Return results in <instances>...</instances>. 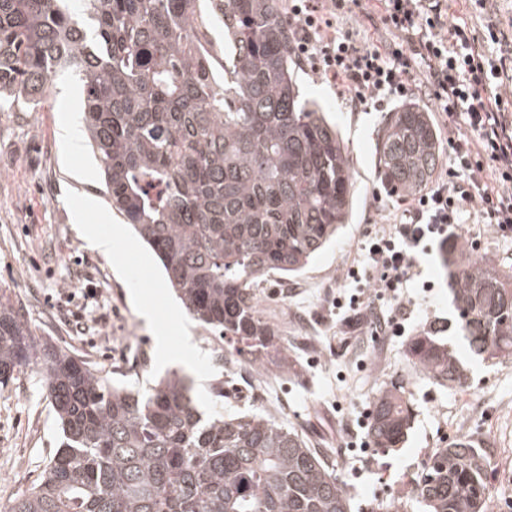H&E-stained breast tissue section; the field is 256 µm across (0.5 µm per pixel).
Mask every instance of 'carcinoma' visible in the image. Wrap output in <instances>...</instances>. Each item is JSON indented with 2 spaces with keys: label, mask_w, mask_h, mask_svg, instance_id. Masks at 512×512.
I'll return each instance as SVG.
<instances>
[{
  "label": "carcinoma",
  "mask_w": 512,
  "mask_h": 512,
  "mask_svg": "<svg viewBox=\"0 0 512 512\" xmlns=\"http://www.w3.org/2000/svg\"><path fill=\"white\" fill-rule=\"evenodd\" d=\"M224 25V80L200 27L199 0H0V111L46 100L70 69L85 94V131L111 204L156 253L188 313L255 365L288 370L254 288L295 275L348 223L354 183L346 147L302 97L281 0H210ZM425 110L389 113L379 174L403 198L439 164ZM454 335L432 322L404 345L436 384L462 387L455 343L490 365L512 360V268L477 259L463 240L443 252ZM29 367L62 433L43 479L7 512H351L336 474L295 429L261 414L200 411L185 377L151 390L102 372L34 335L0 295V385ZM405 392L373 402L369 437L405 442ZM427 512H489L488 459L467 440L438 448L414 479Z\"/></svg>",
  "instance_id": "cac0c4a2"
}]
</instances>
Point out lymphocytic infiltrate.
Returning a JSON list of instances; mask_svg holds the SVG:
<instances>
[{
	"label": "lymphocytic infiltrate",
	"instance_id": "lymphocytic-infiltrate-1",
	"mask_svg": "<svg viewBox=\"0 0 512 512\" xmlns=\"http://www.w3.org/2000/svg\"><path fill=\"white\" fill-rule=\"evenodd\" d=\"M448 9V0H288L294 55L353 108L423 99L441 118L445 174L361 247L378 273L373 288L395 305L370 320L378 336L401 331L403 288L430 242L447 243L471 218L512 234V45L499 18L480 31ZM352 15L358 28L346 24Z\"/></svg>",
	"mask_w": 512,
	"mask_h": 512
}]
</instances>
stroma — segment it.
Listing matches in <instances>:
<instances>
[{"label":"stroma","instance_id":"stroma-1","mask_svg":"<svg viewBox=\"0 0 512 512\" xmlns=\"http://www.w3.org/2000/svg\"><path fill=\"white\" fill-rule=\"evenodd\" d=\"M301 91L317 101L348 147L355 191L352 216L336 240L299 275L272 274L256 288L259 310L278 331L291 364L252 369L230 354L213 361L219 339L200 326L169 288L161 264L132 229L99 253L72 216L85 201V216L104 234L122 218L105 195L103 171L86 140L65 149L58 125L84 109L82 86L57 74L49 99L26 111L0 112V290L24 310L40 339L102 369L116 384L148 385L176 370L194 381L201 410L230 416L253 412L296 427L335 469L351 498L352 512H424L412 482L432 453L457 439L475 442L490 464L491 512H512V362L490 366L467 361L460 388L433 383L403 354L405 341L427 323L454 319L448 273L439 252L421 259L420 276L405 297L413 304L396 336L353 331L334 300L353 292L349 266H363L361 243L396 216L403 199L383 193L376 146L384 112L353 111L334 85L298 64ZM382 192V203L373 200ZM475 256L512 267V238L485 224L462 225ZM432 291H424L423 282ZM152 311L140 317L141 306ZM223 380V397L210 389ZM402 387L414 414L402 447L382 454L356 448L367 437L360 419L386 385ZM62 437L38 375L21 369L0 387V512L41 481Z\"/></svg>","mask_w":512,"mask_h":512}]
</instances>
